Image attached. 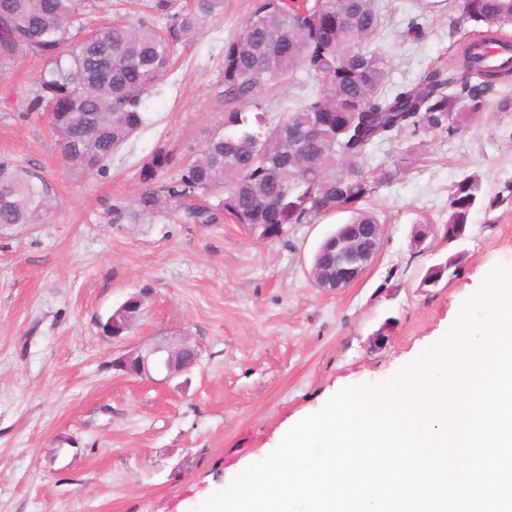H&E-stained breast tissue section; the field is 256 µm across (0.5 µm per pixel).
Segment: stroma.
Masks as SVG:
<instances>
[{"label": "stroma", "mask_w": 512, "mask_h": 512, "mask_svg": "<svg viewBox=\"0 0 512 512\" xmlns=\"http://www.w3.org/2000/svg\"><path fill=\"white\" fill-rule=\"evenodd\" d=\"M422 2L379 0L374 47L393 84L459 65L444 0ZM251 7L224 0L223 19L179 51L145 100L144 126L99 173L65 164L47 113L31 110L42 60L0 62V158L34 169L57 198L46 223L0 232V512H196L288 424L415 359L488 271L512 265L511 197L473 212L453 276L420 285L451 253L441 227L452 185L473 173L493 194L512 184V107L500 104L512 77L477 120L452 137L427 134L424 153L377 188L369 205L383 245L341 290L317 288L310 271L344 212L291 225L272 243L238 224L113 223L112 204L131 201L148 155H195L219 130L224 44ZM417 15L419 41L406 35ZM420 222L434 232L418 252ZM136 293L141 319L122 339L104 336L99 321ZM172 332L201 349L191 371L151 383L113 370V357Z\"/></svg>", "instance_id": "obj_1"}]
</instances>
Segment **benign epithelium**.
<instances>
[{"label": "benign epithelium", "instance_id": "7a95c632", "mask_svg": "<svg viewBox=\"0 0 512 512\" xmlns=\"http://www.w3.org/2000/svg\"><path fill=\"white\" fill-rule=\"evenodd\" d=\"M253 233L266 241L282 238L284 224H249ZM380 225L342 224L334 237L328 270L316 277V284L337 291L358 280L377 255L381 241ZM144 299L135 296L120 306L124 325L121 330L107 329V336L118 337L141 316ZM199 346L184 333H172L158 340L146 341L129 353L112 360V367L129 376L153 380L157 376L169 381L190 370L199 361Z\"/></svg>", "mask_w": 512, "mask_h": 512}]
</instances>
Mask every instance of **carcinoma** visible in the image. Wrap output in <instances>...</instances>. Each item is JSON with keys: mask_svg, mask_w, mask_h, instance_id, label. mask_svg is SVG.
<instances>
[{"mask_svg": "<svg viewBox=\"0 0 512 512\" xmlns=\"http://www.w3.org/2000/svg\"><path fill=\"white\" fill-rule=\"evenodd\" d=\"M111 2L0 0V59L28 51L43 60L34 106L50 112L62 157L81 171L103 169L138 134L144 99L170 73L174 53L224 13V0H145L136 22L117 17L101 30L85 29L83 16L106 12ZM467 20L494 42L512 24V0H467L449 28L456 32ZM380 31L378 0H254L224 44L222 130L192 157L156 149L140 167L133 201L112 205V223L266 224L275 208L288 224H308L347 202L349 223H379L365 207L373 196L366 184L392 183L408 159L370 171L367 146L405 132L459 133L508 74L482 69L466 43L460 69L430 67L418 82L391 87L385 59L371 48ZM299 72L316 89L268 122L262 94ZM320 118L337 130L303 137ZM500 199L488 198L478 175L463 177L450 190L443 228L470 223L474 210ZM56 206L36 171L0 161V230L42 224ZM461 260L460 252L449 256L421 285L438 282Z\"/></svg>", "mask_w": 512, "mask_h": 512, "instance_id": "cac0c4a2", "label": "carcinoma"}]
</instances>
